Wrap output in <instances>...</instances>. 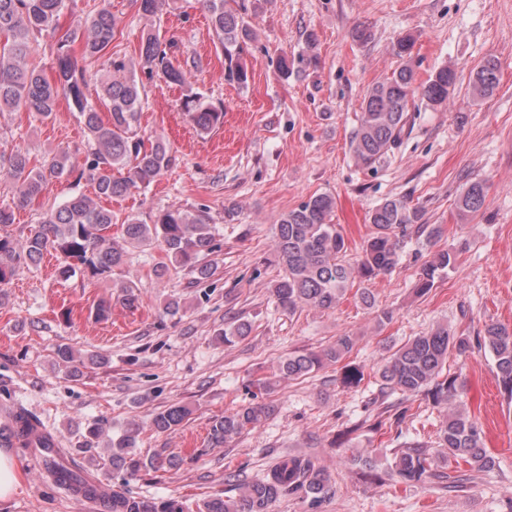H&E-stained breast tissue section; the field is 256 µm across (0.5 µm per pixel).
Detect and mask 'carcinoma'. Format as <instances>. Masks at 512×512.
Here are the masks:
<instances>
[{"instance_id":"carcinoma-1","label":"carcinoma","mask_w":512,"mask_h":512,"mask_svg":"<svg viewBox=\"0 0 512 512\" xmlns=\"http://www.w3.org/2000/svg\"><path fill=\"white\" fill-rule=\"evenodd\" d=\"M163 0H139V11L147 20L140 37V66L148 76L154 75L173 84H183L187 73L174 65L169 55L171 44L161 38L153 23ZM212 31L224 54V77L241 87L249 75L242 56L253 37L236 0H204ZM77 0H0V114L33 112L47 121L54 117L60 99L78 114L87 137L83 162L62 149L37 163L16 148L0 153V179L12 188L17 203L23 206L41 196L49 180L75 175V180L88 179L93 194L75 193L46 211L22 240L0 234V305L7 298L5 287L20 270L41 262L50 252L60 254L65 265L63 277L79 271L90 278H105L120 289L118 300L128 307L139 304L134 285L114 278L132 258L133 252L155 243L165 247L168 262L155 267L158 280L166 282L171 274L190 276V284H201L214 275V264L205 258L221 248L219 231L209 223L204 207L196 210L171 206L159 210L151 223L127 216L117 231L112 209L104 200L126 197L144 190L172 165L175 157L168 143L159 137L145 138L138 124L144 99V85L137 77L136 66L112 54L117 22L107 0H99L94 12L78 16L63 28L61 15L73 12ZM55 39V78L48 79L42 70L29 64L31 43L39 37ZM105 60L96 72L95 92L108 109V117L89 102L88 68ZM457 81L455 70L444 65L423 85H415L414 72L408 64L395 70L391 77L374 84L364 96L360 124L350 137L349 149L355 162L372 168L399 145L410 106L420 95L433 106L448 101ZM500 82L499 65L487 59L470 80L471 93L483 99L495 91ZM191 122L203 133L224 124L220 107L205 104L198 98L186 102ZM488 193L486 181L473 179L462 189L457 210L460 219L476 215L484 206ZM336 198L329 194L310 197L283 215L276 225L274 252L283 275L271 285L277 305L290 313L305 307L328 310L337 306L359 277L370 281L393 271L399 264L404 244L411 238L430 243L440 237L441 228L423 221L422 208L408 199L384 200L368 215L372 232L364 241L356 263L346 260L348 246L342 229L333 223ZM457 254L448 249L433 253L417 272L415 293L427 295L436 279L451 270ZM362 305L376 313L378 326L392 320V312L380 309L375 296L361 289ZM252 322L238 318L217 333L226 345L245 339ZM493 357L497 376L504 390L512 396V326L489 323L483 335L471 339L457 334L446 325L409 338L398 347L387 348V355L377 369L381 384L373 403L377 413L368 415L344 433L345 439L358 430L371 431L398 428L420 397L434 407L452 406L437 436V447L408 438L393 449V460L385 471L389 480L416 486L436 481L448 492L463 490L473 479L472 472L495 466V459L485 446L484 432L460 404L459 375L448 370V354L466 358L473 345ZM356 337L343 333L319 350H297L279 358L271 375L253 380L252 402L224 413L212 420L209 430L211 447H227L243 434L255 430L272 415L274 406L267 396L283 381L298 380L333 367L336 383L343 388H357L368 373L354 350ZM102 364L105 358L83 353L68 344L55 349V364L77 369L85 363ZM14 425L0 427V448H25L29 423L36 415L22 405L10 408ZM192 414L185 404L171 405L152 418V427L166 433ZM142 427L130 420L117 437H109L105 424L87 431V438L103 440L109 452L112 474L123 479L139 475L143 470H161L173 464L165 450L156 451L149 459L141 457L137 441ZM43 469L53 486L72 495L91 497L95 494L87 470L69 458L59 443L45 445ZM349 461L372 479L374 463L357 449ZM455 466H450V463ZM233 496H214L199 506L200 512H268L272 502L282 496H297L307 505V512H320L330 491V477L310 456L283 457L266 474L255 481L234 485ZM104 512H191L183 500L163 499L133 494L127 490L112 491V499L103 505Z\"/></svg>"}]
</instances>
